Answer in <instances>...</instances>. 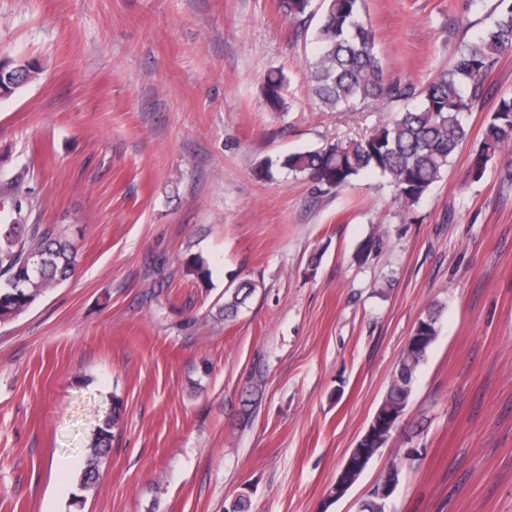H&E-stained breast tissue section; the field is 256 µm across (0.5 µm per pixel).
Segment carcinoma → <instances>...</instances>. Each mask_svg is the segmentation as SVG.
Returning <instances> with one entry per match:
<instances>
[{"label": "carcinoma", "instance_id": "obj_1", "mask_svg": "<svg viewBox=\"0 0 512 512\" xmlns=\"http://www.w3.org/2000/svg\"><path fill=\"white\" fill-rule=\"evenodd\" d=\"M363 0H280L286 16L320 15L317 52L308 62L309 82L315 100L340 112L354 100L385 105L419 98L412 108L397 112L380 128L346 143L330 142L320 149L290 154L282 165L313 183L319 191H339L365 171L386 178L404 211L440 180L457 150L469 135L463 115L483 95L484 81L499 57L512 51V0H500V10L484 32L458 51L452 64L439 70L426 85L388 82L375 52L371 28L361 19ZM286 77L267 75V104L283 106ZM512 94L499 98L473 149L470 172L476 179L488 164L503 159L512 166ZM0 200V322L13 319L31 307L46 291L69 280L78 266V249L57 229L29 223V190L14 177L3 183ZM244 281L224 290V316L236 313L255 291ZM441 308L432 304L418 319L423 342L398 358L379 408L407 411L415 377L438 335ZM122 402L113 398L112 413L94 432L80 475L82 489L94 487L99 466L112 448V430L121 419ZM393 432L370 431L359 443L365 462L387 446Z\"/></svg>", "mask_w": 512, "mask_h": 512}]
</instances>
